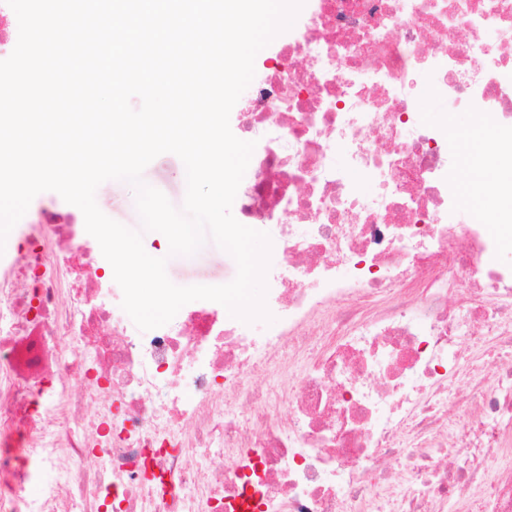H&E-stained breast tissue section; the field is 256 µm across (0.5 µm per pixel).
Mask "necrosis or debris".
<instances>
[{
	"mask_svg": "<svg viewBox=\"0 0 512 512\" xmlns=\"http://www.w3.org/2000/svg\"><path fill=\"white\" fill-rule=\"evenodd\" d=\"M306 3L237 114L255 149L235 203L273 233L275 330L205 304L132 335L74 214L16 225L0 512H512V225L460 223L421 108L476 111L512 170V0ZM459 382L475 399L453 423Z\"/></svg>",
	"mask_w": 512,
	"mask_h": 512,
	"instance_id": "1",
	"label": "necrosis or debris"
}]
</instances>
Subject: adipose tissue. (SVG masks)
Segmentation results:
<instances>
[{
  "mask_svg": "<svg viewBox=\"0 0 512 512\" xmlns=\"http://www.w3.org/2000/svg\"><path fill=\"white\" fill-rule=\"evenodd\" d=\"M496 132L490 124L479 126L448 125V144L459 151L466 170L478 182L493 180L497 175L492 143Z\"/></svg>",
  "mask_w": 512,
  "mask_h": 512,
  "instance_id": "adipose-tissue-1",
  "label": "adipose tissue"
}]
</instances>
